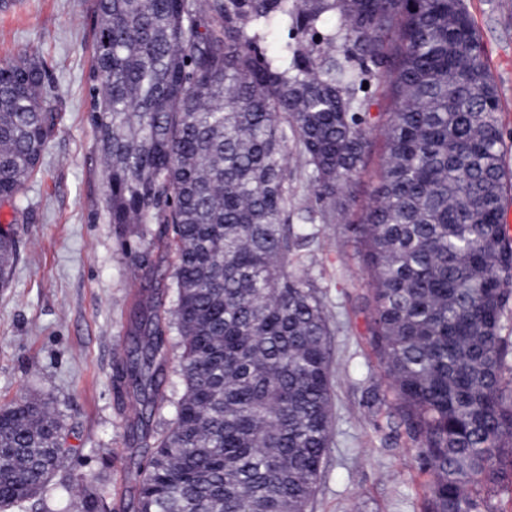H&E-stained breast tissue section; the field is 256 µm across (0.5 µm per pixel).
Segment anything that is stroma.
<instances>
[{"instance_id":"stroma-1","label":"stroma","mask_w":512,"mask_h":512,"mask_svg":"<svg viewBox=\"0 0 512 512\" xmlns=\"http://www.w3.org/2000/svg\"><path fill=\"white\" fill-rule=\"evenodd\" d=\"M498 86L503 162L512 169V0H465ZM94 0H16L0 10V59L36 54L56 127L40 172L12 199H0V225L19 245L9 287L0 288V403H52L71 450L63 473L94 483L112 500L130 501L147 457L142 434L159 436L167 403L141 424V406L112 383L134 335L143 296L171 304L169 261L127 255L136 239L118 237L104 219L103 171L87 120ZM383 156L373 138L366 167L350 188L342 223L308 225L292 254L308 269L327 305L333 358L334 440L309 512H429L418 463L404 445L382 442L371 416L391 398L373 354L364 306L368 277L355 228L372 200Z\"/></svg>"}]
</instances>
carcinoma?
I'll use <instances>...</instances> for the list:
<instances>
[{"instance_id": "cac0c4a2", "label": "carcinoma", "mask_w": 512, "mask_h": 512, "mask_svg": "<svg viewBox=\"0 0 512 512\" xmlns=\"http://www.w3.org/2000/svg\"><path fill=\"white\" fill-rule=\"evenodd\" d=\"M327 15L321 48L308 36ZM272 28L286 38L268 55ZM91 33L104 215L172 258L175 286L170 308L145 302L118 387L165 399L166 327L182 348L169 427L122 512H307L333 443L331 331L290 222L346 214L373 132L386 152L359 231L370 341L397 402L374 426L413 452L430 512L512 496V173L463 0H95ZM369 75L395 101L381 122L356 93ZM44 81L34 54L0 62V199L54 131ZM297 176L312 203L293 202ZM16 256L1 226V288ZM61 430L46 401L0 404V512H51ZM80 512L116 508L86 486Z\"/></svg>"}]
</instances>
